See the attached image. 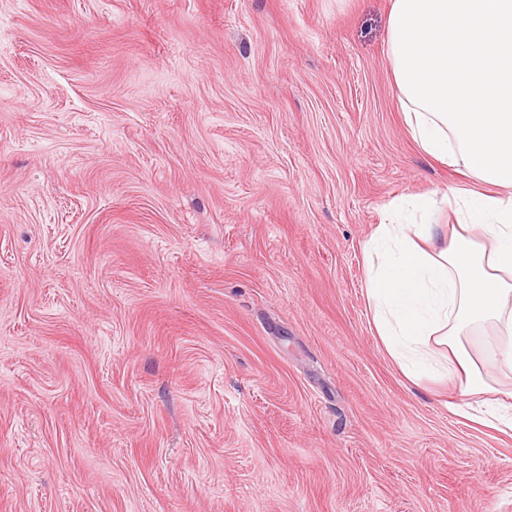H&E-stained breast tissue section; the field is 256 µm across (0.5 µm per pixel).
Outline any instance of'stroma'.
<instances>
[{"label": "stroma", "mask_w": 512, "mask_h": 512, "mask_svg": "<svg viewBox=\"0 0 512 512\" xmlns=\"http://www.w3.org/2000/svg\"><path fill=\"white\" fill-rule=\"evenodd\" d=\"M390 0H0V512H512L500 421L367 299L390 203L475 188L390 82Z\"/></svg>", "instance_id": "stroma-1"}]
</instances>
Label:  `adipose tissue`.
<instances>
[{"instance_id": "adipose-tissue-1", "label": "adipose tissue", "mask_w": 512, "mask_h": 512, "mask_svg": "<svg viewBox=\"0 0 512 512\" xmlns=\"http://www.w3.org/2000/svg\"><path fill=\"white\" fill-rule=\"evenodd\" d=\"M386 51L411 138L480 188L413 199L426 215L456 205V232L378 225L367 297L406 378L463 379L454 410L472 420L487 385L466 347L473 328L496 324L497 361L512 372V0H392Z\"/></svg>"}]
</instances>
